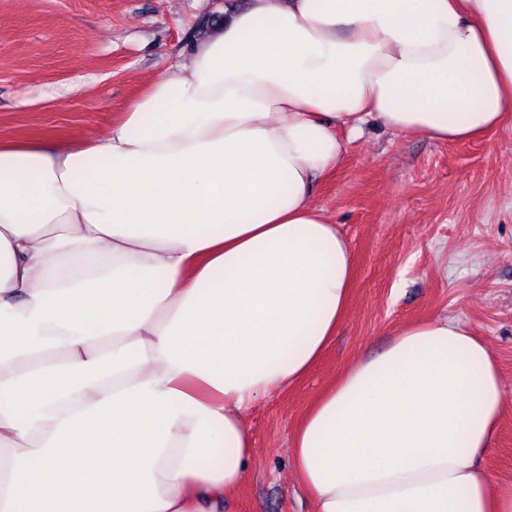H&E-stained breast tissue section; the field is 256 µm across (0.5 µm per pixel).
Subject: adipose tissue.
I'll list each match as a JSON object with an SVG mask.
<instances>
[{
    "mask_svg": "<svg viewBox=\"0 0 512 512\" xmlns=\"http://www.w3.org/2000/svg\"><path fill=\"white\" fill-rule=\"evenodd\" d=\"M512 121V0H249L103 138L0 143V512H224L244 412L322 356L353 270L312 201L372 123ZM506 407L458 318L400 329L300 421L314 512H512Z\"/></svg>",
    "mask_w": 512,
    "mask_h": 512,
    "instance_id": "obj_1",
    "label": "adipose tissue"
}]
</instances>
